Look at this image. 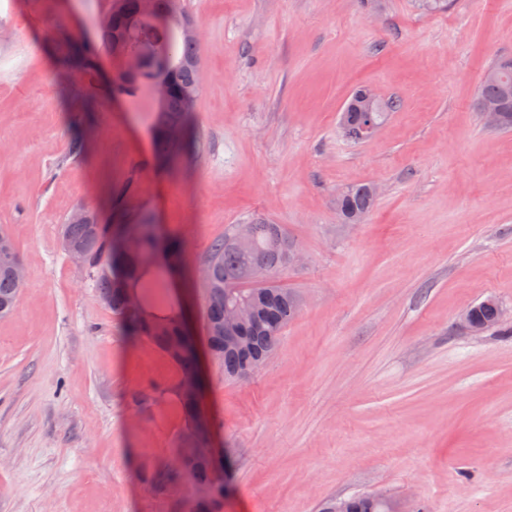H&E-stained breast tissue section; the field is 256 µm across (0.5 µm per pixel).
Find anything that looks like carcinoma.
<instances>
[{"instance_id":"obj_1","label":"carcinoma","mask_w":512,"mask_h":512,"mask_svg":"<svg viewBox=\"0 0 512 512\" xmlns=\"http://www.w3.org/2000/svg\"><path fill=\"white\" fill-rule=\"evenodd\" d=\"M139 0H113L108 14L96 21L102 48L113 51V34L125 30L129 45L148 52L145 68L120 83L109 86L112 94L134 96L140 84L148 78L166 76L180 90L200 92V54L198 41L185 37L169 26L139 18ZM60 41L57 52L62 63L78 67L84 74V97L97 94L94 75L97 65L96 50L71 36L65 21L59 22ZM491 69L494 76L484 77L477 105L494 102L501 106L499 130L512 131V58L496 61ZM191 116L183 110L180 94L173 95L167 104L157 110L155 159L168 169H180L191 145ZM376 200L374 186L364 183L352 186L336 196L337 214L346 224H358L372 211ZM140 236L133 248L122 247L124 225L101 224L92 219L83 223L61 226L60 234L97 260L92 268L95 290L106 299L105 305L118 317L128 335L146 342L164 352L186 374H196L198 351L195 337L187 326L168 317L144 320L145 310H167L168 299L160 275L144 280L136 303L126 304L127 291L123 284L139 278L141 270L154 262L161 248H166L171 259L184 261L183 246L176 240L162 237L150 213L143 211L136 218ZM233 234L224 236L210 248L206 260L208 283L203 315L208 332V345L224 369V378L239 380L241 375L254 373L277 349L285 327L299 313L297 295L277 284L275 275L284 269V260L292 240L277 224L257 222L252 225V240L246 247L231 242ZM263 260L270 269L269 285L245 288L249 267ZM23 284L12 275L9 266L0 260V317L11 315L17 307ZM254 299L258 303L255 321L242 332L243 349L224 347V306ZM498 301L486 298L474 308L485 327L494 325L492 315ZM180 412L184 426L180 443L173 449L174 457L182 465L156 468L148 473L149 480L160 488L184 483L190 473L194 483L193 512H224V498L228 486L214 479L217 470H224V461L208 459L197 454V445L208 438V428L199 417L201 389H178ZM381 493H357L347 497L349 512H385Z\"/></svg>"}]
</instances>
